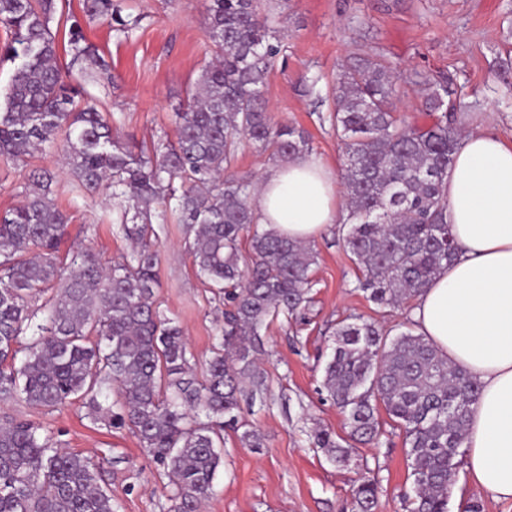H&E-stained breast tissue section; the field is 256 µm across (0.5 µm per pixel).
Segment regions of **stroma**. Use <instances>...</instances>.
<instances>
[{
	"label": "stroma",
	"mask_w": 512,
	"mask_h": 512,
	"mask_svg": "<svg viewBox=\"0 0 512 512\" xmlns=\"http://www.w3.org/2000/svg\"><path fill=\"white\" fill-rule=\"evenodd\" d=\"M119 2L143 16L127 39L117 37L109 21L88 20L84 0H59L53 26L58 61L62 70H70L67 19L76 17L108 66L106 78L92 88L100 109L119 118L122 141L149 148L175 136L176 110L205 58L208 0ZM282 12L283 50L266 86L271 116L306 131L313 156L333 170L342 165L340 141L324 119L325 107L300 88L315 74L330 82L357 56H379L389 63L401 92L399 116L407 123H428L421 87L443 77L470 110L463 131L480 127L512 141V0H288ZM35 167L55 173V202L71 217L59 249L61 263H69L79 246L112 262L129 252L119 230L117 200L106 190L78 191L57 148L36 152L24 163L0 161V214L18 202ZM156 231V304L182 327L200 375L224 325V302L199 277L181 225L160 224ZM313 246V303L304 319L279 318L260 332L267 389L243 405L241 420L260 434L263 445L245 447L238 432L225 430L224 463L204 512H345L363 476L378 482L380 512H408L404 495L412 487L411 469L403 434L386 413L378 415V443L356 445L344 466L312 447L309 435L317 428L347 435L344 415L322 388L337 324L358 316L392 336L412 321L413 306L383 308L356 291L358 271L339 225L328 226ZM1 414L40 425L62 447L99 465L114 512H165L168 479L132 429L93 420L78 401L53 411L23 402L0 404ZM471 502L481 503L483 512H512V501H493L463 470L448 512H464Z\"/></svg>",
	"instance_id": "35a3bbf8"
}]
</instances>
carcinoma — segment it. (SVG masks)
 Returning <instances> with one entry per match:
<instances>
[{
	"label": "carcinoma",
	"mask_w": 512,
	"mask_h": 512,
	"mask_svg": "<svg viewBox=\"0 0 512 512\" xmlns=\"http://www.w3.org/2000/svg\"><path fill=\"white\" fill-rule=\"evenodd\" d=\"M57 0H0L6 50L19 64L0 103V161L20 162L65 133L64 153L76 187L104 186L126 202L120 230L135 247L112 265L83 249L63 267L57 253L69 217L53 198L55 174L33 169L23 201L0 215V403L12 399L50 410L88 399L109 425L127 426L172 478L166 512H201L221 465L224 427L239 430L244 392L265 390L257 352L270 316L304 314L311 302L316 252L256 222L255 184L229 173L242 139L279 159L312 151L288 123H274L264 87L280 54L281 16L265 0H209L207 52L172 141L138 155L98 110L83 72L67 81L57 61L51 23ZM91 19L108 18L129 37L141 16L121 15L114 0H85ZM74 64L103 71L78 22L69 29ZM316 77L302 93L331 101L329 122L344 156L345 248L357 261V289L375 304L408 302L456 256L447 221L446 178L460 140L448 117L447 86L426 89L431 124L394 116L399 91L382 59L342 67L321 95ZM184 226L197 270L224 295V328L199 379L179 325L156 307L159 250L152 218ZM249 233L250 251L239 249ZM47 316L33 324V294ZM30 335L21 365L17 344ZM322 386L345 413L350 438L382 434L377 405L404 432L413 476L410 512H448L471 405L480 384L407 330L392 340L360 320L337 324ZM120 400L104 406L110 389ZM314 447L345 464L350 449L317 428ZM99 467L62 448L25 420L0 424V512H113ZM377 483L352 490L348 512H375Z\"/></svg>",
	"instance_id": "1"
}]
</instances>
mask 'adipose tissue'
Listing matches in <instances>:
<instances>
[{
	"instance_id": "adipose-tissue-1",
	"label": "adipose tissue",
	"mask_w": 512,
	"mask_h": 512,
	"mask_svg": "<svg viewBox=\"0 0 512 512\" xmlns=\"http://www.w3.org/2000/svg\"><path fill=\"white\" fill-rule=\"evenodd\" d=\"M447 194L458 254L419 295L413 317L479 382L465 469L493 500H512V143L480 128L463 137ZM250 205L258 223L306 242L346 217L333 172L309 157L269 167Z\"/></svg>"
}]
</instances>
